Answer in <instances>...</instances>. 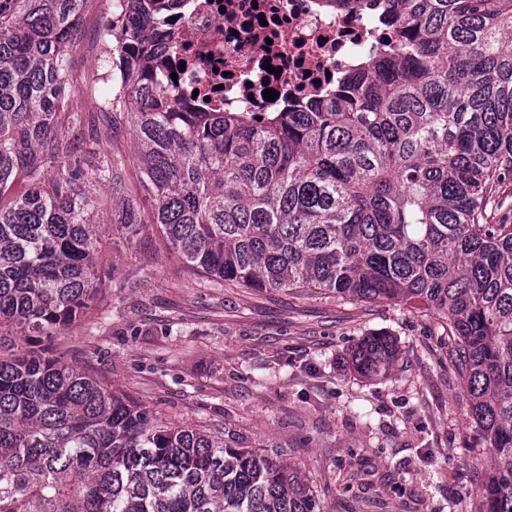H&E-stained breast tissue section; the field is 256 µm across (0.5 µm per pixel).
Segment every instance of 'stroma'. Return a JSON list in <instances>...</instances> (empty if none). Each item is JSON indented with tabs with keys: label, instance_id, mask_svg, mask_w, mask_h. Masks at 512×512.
Here are the masks:
<instances>
[{
	"label": "stroma",
	"instance_id": "1",
	"mask_svg": "<svg viewBox=\"0 0 512 512\" xmlns=\"http://www.w3.org/2000/svg\"><path fill=\"white\" fill-rule=\"evenodd\" d=\"M108 3L84 4L66 102L101 147L129 155L131 130L98 108L110 91ZM117 215L112 205L90 212L97 264L111 276L58 333L55 354L168 422L276 448L319 512H477L486 457L451 342L424 303L239 288L191 272L155 225L126 240ZM375 332L392 336L400 356L366 378L350 355Z\"/></svg>",
	"mask_w": 512,
	"mask_h": 512
}]
</instances>
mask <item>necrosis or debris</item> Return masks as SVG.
Listing matches in <instances>:
<instances>
[{
  "label": "necrosis or debris",
  "instance_id": "necrosis-or-debris-1",
  "mask_svg": "<svg viewBox=\"0 0 512 512\" xmlns=\"http://www.w3.org/2000/svg\"><path fill=\"white\" fill-rule=\"evenodd\" d=\"M384 0L339 8L327 0H185L160 24L186 57L167 80L172 98L193 90L197 110L244 117L285 112L329 97L358 71L384 28ZM277 97L268 101L265 89Z\"/></svg>",
  "mask_w": 512,
  "mask_h": 512
}]
</instances>
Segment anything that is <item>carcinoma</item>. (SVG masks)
Wrapping results in <instances>:
<instances>
[{"label":"carcinoma","mask_w":512,"mask_h":512,"mask_svg":"<svg viewBox=\"0 0 512 512\" xmlns=\"http://www.w3.org/2000/svg\"><path fill=\"white\" fill-rule=\"evenodd\" d=\"M84 2L0 0V512H316L291 463L151 419L53 355L101 294L87 216L111 199L128 238L157 224L241 288L425 303L487 455L478 512H512V224L488 217L512 179V0H386L395 40L266 122L169 97L155 20L182 0H121L99 107L132 161L63 106ZM398 356L372 334L351 360L376 376Z\"/></svg>","instance_id":"carcinoma-1"}]
</instances>
